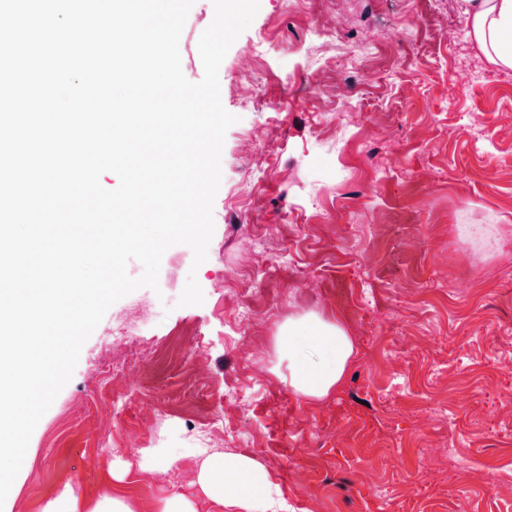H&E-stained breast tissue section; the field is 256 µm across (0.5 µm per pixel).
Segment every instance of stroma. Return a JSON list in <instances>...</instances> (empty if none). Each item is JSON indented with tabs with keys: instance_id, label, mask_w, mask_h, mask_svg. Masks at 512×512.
Segmentation results:
<instances>
[{
	"instance_id": "obj_1",
	"label": "stroma",
	"mask_w": 512,
	"mask_h": 512,
	"mask_svg": "<svg viewBox=\"0 0 512 512\" xmlns=\"http://www.w3.org/2000/svg\"><path fill=\"white\" fill-rule=\"evenodd\" d=\"M213 0H195L179 49ZM335 27L329 39L315 26ZM225 136L207 259L169 248L159 287L113 304L35 428L0 512L63 485L152 512H199L192 464L112 478L171 428L258 458L291 512H512V71L457 0H260L219 68ZM204 295L178 306L189 278ZM339 321L356 358L335 394L297 399L277 339ZM143 349L127 394L93 366L120 323Z\"/></svg>"
}]
</instances>
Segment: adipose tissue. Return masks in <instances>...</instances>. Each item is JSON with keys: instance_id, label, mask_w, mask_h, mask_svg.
Returning a JSON list of instances; mask_svg holds the SVG:
<instances>
[{"instance_id": "adipose-tissue-1", "label": "adipose tissue", "mask_w": 512, "mask_h": 512, "mask_svg": "<svg viewBox=\"0 0 512 512\" xmlns=\"http://www.w3.org/2000/svg\"><path fill=\"white\" fill-rule=\"evenodd\" d=\"M467 35L501 70H512V0H459ZM280 349L288 357L289 384L304 398L322 399L342 383L354 360L350 336L337 322L307 316L289 321ZM192 462L194 482L216 504L231 503L242 512H285L287 505L265 466L248 455H224L182 438L172 431L167 443L141 449L135 466H119L112 477L121 480L130 469L147 473L171 462V445ZM44 512H133L130 502L109 494L95 502L63 486L44 507Z\"/></svg>"}]
</instances>
